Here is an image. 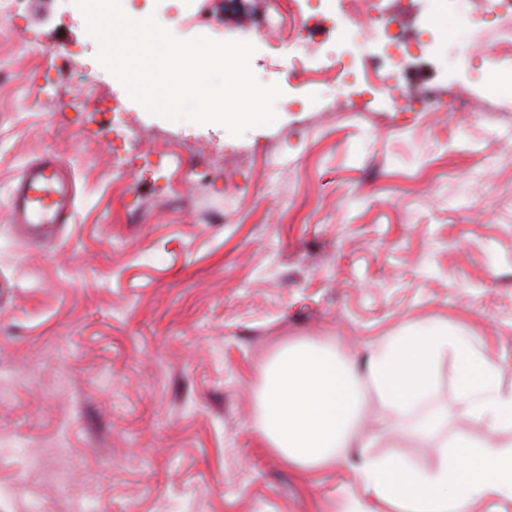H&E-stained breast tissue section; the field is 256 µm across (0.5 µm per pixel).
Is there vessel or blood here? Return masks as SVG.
<instances>
[{
    "label": "vessel or blood",
    "instance_id": "1",
    "mask_svg": "<svg viewBox=\"0 0 512 512\" xmlns=\"http://www.w3.org/2000/svg\"><path fill=\"white\" fill-rule=\"evenodd\" d=\"M76 190L58 161L43 157L16 178L10 197V222L22 238L44 241L70 224Z\"/></svg>",
    "mask_w": 512,
    "mask_h": 512
}]
</instances>
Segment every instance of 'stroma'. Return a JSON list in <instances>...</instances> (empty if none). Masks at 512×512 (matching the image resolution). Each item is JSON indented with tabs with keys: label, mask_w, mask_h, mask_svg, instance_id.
I'll use <instances>...</instances> for the list:
<instances>
[{
	"label": "stroma",
	"mask_w": 512,
	"mask_h": 512,
	"mask_svg": "<svg viewBox=\"0 0 512 512\" xmlns=\"http://www.w3.org/2000/svg\"><path fill=\"white\" fill-rule=\"evenodd\" d=\"M403 41L446 0H382ZM184 38L239 39L279 0H194ZM336 4L296 0L336 50ZM72 0H15L0 22V512H354L345 461L301 477L265 448L257 391L288 343L322 336L361 356L420 321L466 330L512 388V61L412 56L413 106L283 80L278 120L235 138L148 113L95 55ZM189 151L172 155L169 141ZM54 156L78 198L66 232L31 246L10 222L23 168ZM453 352L428 397L391 415L373 389L368 453L428 470L440 445L480 440L459 414ZM431 442L410 433L431 411ZM69 475L53 483L54 471Z\"/></svg>",
	"instance_id": "35a3bbf8"
}]
</instances>
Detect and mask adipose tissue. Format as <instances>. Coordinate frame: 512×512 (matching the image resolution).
I'll use <instances>...</instances> for the list:
<instances>
[{
	"mask_svg": "<svg viewBox=\"0 0 512 512\" xmlns=\"http://www.w3.org/2000/svg\"><path fill=\"white\" fill-rule=\"evenodd\" d=\"M447 350L456 359L460 411L483 420L489 434L480 442L457 440L430 471L396 456L361 455L356 469L372 500L366 512H469L476 504L512 502V440L497 437L512 430V389H503L498 366L443 320L386 336L362 365L340 358L325 340L287 344L258 390L262 440L298 472L334 467L363 418L366 388L391 412L407 411L429 394L434 360Z\"/></svg>",
	"mask_w": 512,
	"mask_h": 512,
	"instance_id": "adipose-tissue-1",
	"label": "adipose tissue"
}]
</instances>
